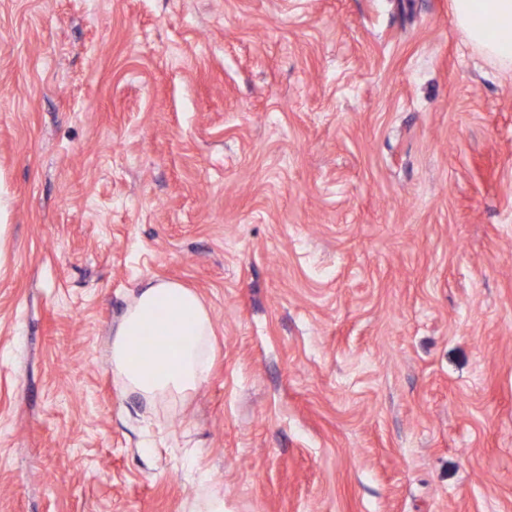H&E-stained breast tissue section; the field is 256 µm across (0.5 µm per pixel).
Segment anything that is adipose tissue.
I'll return each mask as SVG.
<instances>
[{
    "instance_id": "adipose-tissue-1",
    "label": "adipose tissue",
    "mask_w": 512,
    "mask_h": 512,
    "mask_svg": "<svg viewBox=\"0 0 512 512\" xmlns=\"http://www.w3.org/2000/svg\"><path fill=\"white\" fill-rule=\"evenodd\" d=\"M452 6L468 39L511 67L512 0H452ZM160 319L177 336V344L158 345L131 360L143 331ZM212 334L209 312L194 291L171 281L149 280L114 329L112 369L128 391L146 401L183 397L207 379Z\"/></svg>"
}]
</instances>
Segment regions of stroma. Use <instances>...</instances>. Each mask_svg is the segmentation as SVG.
Here are the masks:
<instances>
[{"mask_svg": "<svg viewBox=\"0 0 512 512\" xmlns=\"http://www.w3.org/2000/svg\"><path fill=\"white\" fill-rule=\"evenodd\" d=\"M0 512H512V70L451 0H0ZM196 291L206 382L110 362ZM160 318L177 344H161L130 358L143 331ZM112 369L128 391L148 402L175 400L207 380L211 356V317L200 297L179 283L150 279L120 317L112 333Z\"/></svg>", "mask_w": 512, "mask_h": 512, "instance_id": "1", "label": "stroma"}]
</instances>
